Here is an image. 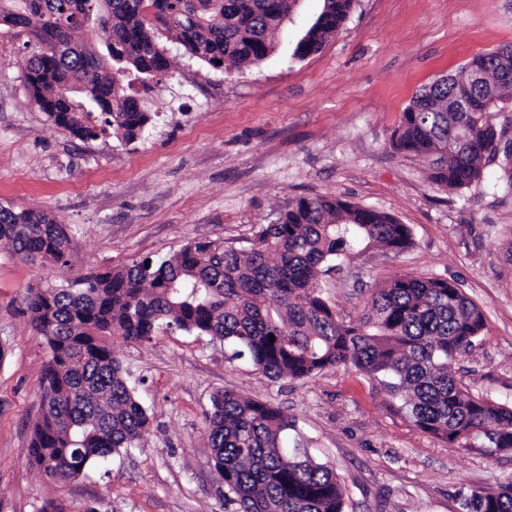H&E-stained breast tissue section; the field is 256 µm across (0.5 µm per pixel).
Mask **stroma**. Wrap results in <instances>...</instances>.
I'll use <instances>...</instances> for the list:
<instances>
[{
    "label": "stroma",
    "instance_id": "1",
    "mask_svg": "<svg viewBox=\"0 0 512 512\" xmlns=\"http://www.w3.org/2000/svg\"><path fill=\"white\" fill-rule=\"evenodd\" d=\"M324 0H298L279 47L259 66L222 72L169 45L171 76L147 96L154 126L125 144L83 142L54 125L22 78L32 36L0 25V203L71 225L70 262L40 267L0 245V512H224L206 462L204 416L229 389L296 418L316 460L334 466L346 512H461L460 498L512 487V452L463 450L416 427L385 387L350 364L269 380L227 361L210 337L160 327L151 343L113 347L148 408L140 447L68 482H50L25 449L48 359L30 325L28 286L158 258L197 240L249 247L288 201L333 196L409 225L404 252L357 255L322 281L344 319L373 288L412 274L457 281L485 316L455 367L472 394L512 407V188L504 157L448 192L392 138L416 91L474 56L512 45V0H354L322 49L296 42Z\"/></svg>",
    "mask_w": 512,
    "mask_h": 512
}]
</instances>
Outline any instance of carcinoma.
<instances>
[{"instance_id":"1","label":"carcinoma","mask_w":512,"mask_h":512,"mask_svg":"<svg viewBox=\"0 0 512 512\" xmlns=\"http://www.w3.org/2000/svg\"><path fill=\"white\" fill-rule=\"evenodd\" d=\"M293 0H0V25L27 29L36 43L24 79L38 107L82 141L112 133L125 143L152 123L134 83L153 91L172 62L164 29L186 54L216 70L263 62ZM354 0H324L297 41L304 59L336 35ZM490 88L472 87L473 112H450L462 80L422 87L402 114L393 145L422 160L445 190L480 179L485 162L512 156L507 127L491 121L512 101V46L473 57ZM70 226L32 209L0 205V244L32 264H66ZM412 229L392 216L337 197L289 202L259 225L249 248L190 242L160 260L102 267L65 284L26 289L30 323L48 348L40 414L26 452L49 481L77 480L141 440L148 409L112 347L152 340L165 325L224 344L273 380L303 379L352 364L383 384L421 430L459 448L512 451V408L470 393L453 374L479 341L481 307L459 284L398 276L373 291L345 321L323 295L321 277L370 248L404 252ZM208 462L232 512H345L332 465L314 461L294 419L232 390L215 394L205 415ZM462 512H512V490L463 499Z\"/></svg>"}]
</instances>
